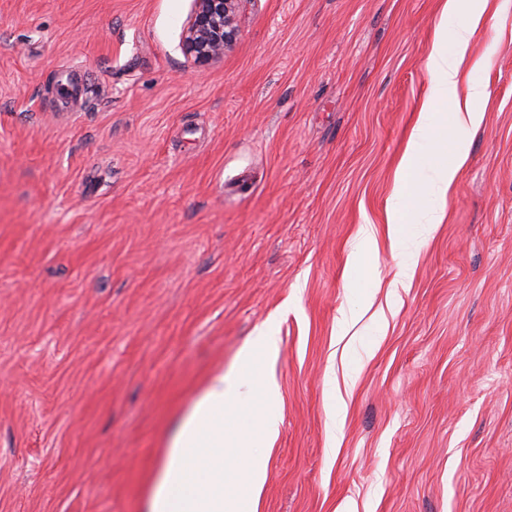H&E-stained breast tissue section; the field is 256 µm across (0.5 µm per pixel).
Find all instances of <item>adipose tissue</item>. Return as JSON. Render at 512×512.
I'll use <instances>...</instances> for the list:
<instances>
[{
    "label": "adipose tissue",
    "instance_id": "ef3b65f1",
    "mask_svg": "<svg viewBox=\"0 0 512 512\" xmlns=\"http://www.w3.org/2000/svg\"><path fill=\"white\" fill-rule=\"evenodd\" d=\"M488 0L467 7L462 0H444L427 59L429 86L419 118L408 139L396 171L395 205L386 212V222L395 244H403L404 230L411 219L407 206L418 193L433 203L429 224L441 223L448 192L460 167L468 157L467 140H456L451 162L438 166L428 185L417 177L418 153L428 138L431 119L437 109L450 111L456 126H476L482 113L471 103L487 94L480 85L461 89V66L465 50ZM455 27L456 41L448 43L447 29ZM456 53H449V46ZM278 352L277 339L259 338L246 347L238 359L261 389L265 405L255 409L237 401L239 382L216 373L193 407L176 424L166 456L148 498V512H252V505L266 480L265 450L278 434L280 418L272 409L275 381L262 374L261 358Z\"/></svg>",
    "mask_w": 512,
    "mask_h": 512
}]
</instances>
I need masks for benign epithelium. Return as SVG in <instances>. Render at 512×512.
<instances>
[{
	"mask_svg": "<svg viewBox=\"0 0 512 512\" xmlns=\"http://www.w3.org/2000/svg\"><path fill=\"white\" fill-rule=\"evenodd\" d=\"M238 0H196L184 30L182 49L194 63L208 64L224 57L236 40L235 11Z\"/></svg>",
	"mask_w": 512,
	"mask_h": 512,
	"instance_id": "obj_1",
	"label": "benign epithelium"
}]
</instances>
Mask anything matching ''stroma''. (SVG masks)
<instances>
[{
    "mask_svg": "<svg viewBox=\"0 0 512 512\" xmlns=\"http://www.w3.org/2000/svg\"><path fill=\"white\" fill-rule=\"evenodd\" d=\"M442 2L239 0L198 65L194 0H0V512H145L268 332L257 512H512V0L465 53L489 97L442 223L386 224ZM376 248V239L368 225L361 228L358 254L352 258L348 266V274L351 278L363 277L368 272L367 261Z\"/></svg>",
    "mask_w": 512,
    "mask_h": 512,
    "instance_id": "obj_1",
    "label": "stroma"
}]
</instances>
